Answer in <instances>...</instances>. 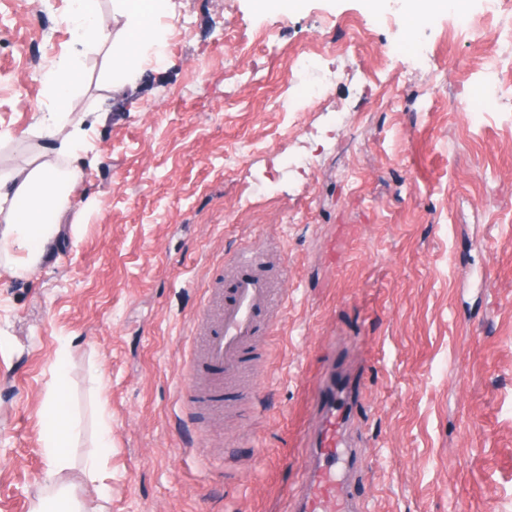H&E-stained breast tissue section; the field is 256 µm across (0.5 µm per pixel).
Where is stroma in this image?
I'll return each mask as SVG.
<instances>
[{"instance_id": "obj_1", "label": "stroma", "mask_w": 512, "mask_h": 512, "mask_svg": "<svg viewBox=\"0 0 512 512\" xmlns=\"http://www.w3.org/2000/svg\"><path fill=\"white\" fill-rule=\"evenodd\" d=\"M95 7L112 40L87 50L77 0H0V174L80 173L50 259L23 278L0 267V512H30L48 487L42 413L62 357L81 425L62 480L85 512H290L331 358L357 380L364 512H512V88L487 83L493 59L465 34L480 0L414 24L405 0H170L166 60L128 78L110 75L126 18ZM231 26L267 38L245 52ZM313 44V67L289 72L286 49ZM74 55L84 137L63 154L29 76ZM254 237L285 305L265 314L248 398L214 414L177 385L209 281Z\"/></svg>"}]
</instances>
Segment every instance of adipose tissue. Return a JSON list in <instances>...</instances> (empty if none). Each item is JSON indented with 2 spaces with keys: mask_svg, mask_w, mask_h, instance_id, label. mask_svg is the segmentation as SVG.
<instances>
[{
  "mask_svg": "<svg viewBox=\"0 0 512 512\" xmlns=\"http://www.w3.org/2000/svg\"><path fill=\"white\" fill-rule=\"evenodd\" d=\"M167 0H133L131 28L120 68L134 74L142 65L141 51L145 45L158 44L162 36L154 26L163 15ZM80 68L71 63L46 74L44 84L56 101L58 109L45 116V123L65 120L76 109ZM77 178L74 170H62L42 164L23 178L0 175V200L12 205L4 224L0 225V255L12 275L23 277L44 262L50 244L58 240L62 226L58 218L69 201ZM66 372L58 370L54 385L46 399L43 420L42 448L49 461V476L57 478L70 466L69 448L81 433L78 420L62 403Z\"/></svg>",
  "mask_w": 512,
  "mask_h": 512,
  "instance_id": "adipose-tissue-1",
  "label": "adipose tissue"
}]
</instances>
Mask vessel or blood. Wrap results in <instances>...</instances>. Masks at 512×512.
<instances>
[{
    "mask_svg": "<svg viewBox=\"0 0 512 512\" xmlns=\"http://www.w3.org/2000/svg\"><path fill=\"white\" fill-rule=\"evenodd\" d=\"M264 262L260 246L248 244L237 254L232 273L215 279L220 318L206 327L193 356V373L180 386L182 398L222 407L225 379L245 369L257 337L271 334L260 313L282 296L263 273ZM314 399L320 420L305 450L303 480L293 498V512H357V501L348 489V474L358 463L346 443L349 396L335 366H328Z\"/></svg>",
    "mask_w": 512,
    "mask_h": 512,
    "instance_id": "vessel-or-blood-1",
    "label": "vessel or blood"
}]
</instances>
